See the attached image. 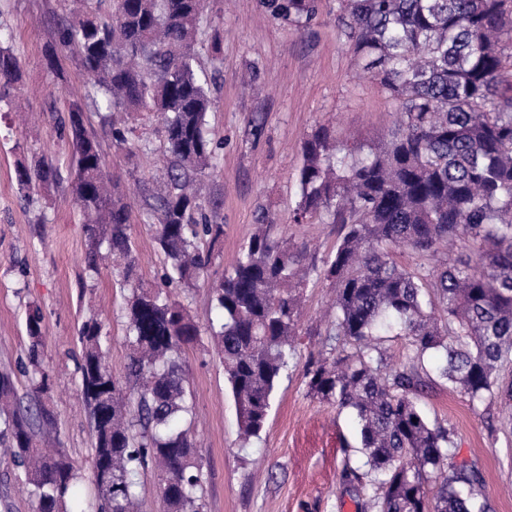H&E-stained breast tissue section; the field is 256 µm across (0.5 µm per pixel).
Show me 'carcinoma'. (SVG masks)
Instances as JSON below:
<instances>
[{"instance_id": "1", "label": "carcinoma", "mask_w": 512, "mask_h": 512, "mask_svg": "<svg viewBox=\"0 0 512 512\" xmlns=\"http://www.w3.org/2000/svg\"><path fill=\"white\" fill-rule=\"evenodd\" d=\"M321 0H263L277 20L317 18ZM57 42L73 51L91 87L59 119L72 148L73 192L87 238L85 270L108 255L123 278L136 276L131 204L104 171L101 145L84 124L101 113L113 146L131 157L153 151L135 140L131 114L160 121L165 178L142 184L140 208L164 256L160 282L136 284L125 308L126 381L112 376L102 326L82 324L78 370L89 409L92 476L101 512H142L138 474L155 466L165 512H203L201 459L191 423L193 396L180 361L198 327L171 299L207 275L224 245V220L198 185L224 141L209 133L211 80L196 64V32L207 0H83ZM354 63L396 103L388 139L345 153L325 126L308 134L297 172L291 223L336 225V246L318 257L283 239L262 213L234 262L212 285L207 330L224 360L240 436H259L273 394L299 341L300 290L314 275L335 292L336 347L309 354V393L349 412L360 464L344 459L342 479L360 512H493L482 471L450 460L453 432L430 419L418 396L439 379L472 403L512 404V82L502 36L512 0H336ZM13 48L0 46V102L19 78ZM58 176L40 160L17 171L20 189ZM450 239L465 243L439 257ZM418 261L401 266L394 255ZM43 315L29 311L31 344L20 371L30 394L50 391L39 360ZM407 340L394 357L383 337ZM137 395L136 409L129 408ZM45 410L22 405L12 374L0 372V447L23 468L33 512H70L79 473L60 450L37 444Z\"/></svg>"}]
</instances>
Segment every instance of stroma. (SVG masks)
<instances>
[{
  "mask_svg": "<svg viewBox=\"0 0 512 512\" xmlns=\"http://www.w3.org/2000/svg\"><path fill=\"white\" fill-rule=\"evenodd\" d=\"M65 0H0V38L20 57L19 79L0 103V372L16 376L19 395L29 381L19 366L27 357L29 308L43 314L41 363L52 389L40 404L55 427L38 434L40 446L62 449L80 472L73 500L96 512L92 484L93 437L81 394L78 365L82 323L97 319L108 338L109 366L124 379V285L116 263L99 274L84 270L86 238L69 179L39 184L23 194L15 171L40 159L70 168V148L57 131L69 96L84 93L87 77L78 58L56 41ZM219 53H212L213 33ZM199 70H218L219 88L210 130L223 139V156L204 180L203 192L224 219V246L210 268L220 277L251 235L259 211H268L286 237L309 243L317 254L336 244L332 225L312 220L293 225L301 144L318 125L331 124L341 147L358 150L380 141L391 125L393 100L370 76L356 77L353 54L336 16V0H321L318 18L297 27L269 16L260 0H213L199 29ZM98 136L105 171L120 180L131 200L148 172L134 169L104 132L96 112L85 114ZM137 277L154 283L163 266L139 210L131 212ZM208 285L177 292L201 331L181 352L195 407V445L202 459L203 512H357L340 474L344 444L354 438L347 411L310 395L302 375L308 352L329 349L326 336L330 288L309 279L303 290L300 343L283 373L260 436L241 442L234 399L205 326ZM430 418L454 433L460 456L485 477L494 512H512V434L499 423L497 406L474 405L439 382L420 396ZM20 467L0 457V512H32Z\"/></svg>",
  "mask_w": 512,
  "mask_h": 512,
  "instance_id": "35a3bbf8",
  "label": "stroma"
}]
</instances>
